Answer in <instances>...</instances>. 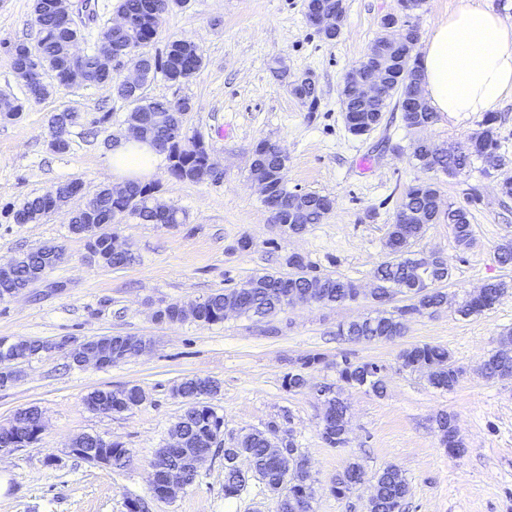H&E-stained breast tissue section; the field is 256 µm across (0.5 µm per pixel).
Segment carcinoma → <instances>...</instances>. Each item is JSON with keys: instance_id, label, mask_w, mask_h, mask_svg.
<instances>
[{"instance_id": "obj_1", "label": "carcinoma", "mask_w": 512, "mask_h": 512, "mask_svg": "<svg viewBox=\"0 0 512 512\" xmlns=\"http://www.w3.org/2000/svg\"><path fill=\"white\" fill-rule=\"evenodd\" d=\"M147 0H119L117 11L126 15L128 26L124 29L105 24L98 32L94 47L87 51L84 61L80 64L81 75L76 78L69 56L72 43L82 37V30L76 26L65 27L62 19L48 8L49 0H32L34 21L38 27L39 37L36 43L15 41L5 46L11 58L13 70L25 66L30 51H35L40 60L41 72H50L52 83L38 77L23 85L22 96L0 98V119L13 120L21 115L26 104L32 100H41L76 84H96L111 88L116 98L124 101L129 107L127 122L143 121L145 138L166 139L172 142V149L177 161L169 163V174L178 181L201 182L205 177L200 172L201 156L196 151L195 138L184 131L185 115L193 111L194 105L189 99L177 101L148 99L145 90L136 92L128 90L119 77L103 75L98 71V55L103 51L111 53H129L135 49L139 53V62L144 70L143 85H148L161 76L171 83L185 82L192 78L203 65L201 47L193 41L179 39L168 43L162 55L151 54L148 47L159 35L164 15L175 7L181 6L183 0L169 4L166 0H155L154 8L146 5ZM391 94L402 96L414 80H420L422 71L417 64V57L410 54L409 46L403 45L390 56ZM405 127L412 132H422L437 120V113L430 107L421 112L403 113ZM77 113L64 109L53 114L50 126L53 132L65 134V140L58 145L50 142L49 147L56 153H64L70 147L72 128L75 126ZM494 117L489 115L485 127L477 137L471 140L466 151L456 154L448 153L443 148L435 153L430 162L423 161V140L418 138L413 143L412 158L425 172L426 177L418 179L405 190L393 224L389 226L386 245L390 251L389 259L381 262L373 270L372 279L377 284L379 300L374 314L360 320L342 324L338 328L340 335L352 342L391 341L402 336L406 329V318L424 313V307L439 309L448 303V293L440 288L432 289L428 294L420 292L416 287V278L420 268L425 264L428 255L409 250L410 242L418 238L424 228L422 224H406L403 222L405 211L418 210L425 213L429 223L439 220L442 205L438 188L437 176L440 174L457 176L471 169L474 160L481 159L493 169L504 164L499 154L498 135ZM266 175L278 190L288 195V176L280 169L279 157L272 154L265 158ZM129 198L134 205L124 211L121 203L112 201L111 188L104 187L91 199L88 210L71 216L69 229L79 227L97 239L99 264L114 268L112 254L107 245L110 232L107 231L114 221L123 213H127L143 224H180L182 217L175 209L164 213L156 211L150 197L144 195L149 189L147 185H127ZM51 191L42 195L29 197L21 203L9 206L5 214L15 224H36L51 213L47 200ZM335 200L327 195L309 192L303 199L299 214L291 217L294 225L307 229L319 224L332 212ZM445 223L451 230L456 242L468 247L472 242V227L468 212L463 208L448 207L445 212ZM42 265L39 250L29 251L19 257L15 269V285L26 283L30 270ZM289 272H264L249 278L234 288L217 290L199 300L198 318L208 324L224 322V304L238 301L242 315L253 318L273 317L286 309L291 298L306 293L314 296L324 307H333L358 297V285L355 281L335 277L331 274H320L312 270V265L304 257L292 254L286 258ZM512 287L506 281H491L484 284L478 294L470 296L458 308L463 316L479 314L491 308L499 298ZM407 297L410 304L395 311L385 309V305L396 295ZM403 364L412 369L428 370L429 383L442 390H451L460 379V370L450 361L448 351L433 344H416L402 353ZM322 362L317 355L302 358L301 366L285 376V385L290 391L301 390L307 386L305 370ZM340 379L352 387H365L375 395L382 397L386 393L385 377L381 367L374 363H353L348 359L339 365ZM484 376L488 379L512 378V351H499L484 363ZM219 383L209 377L193 376L185 378L174 388V395H184L187 399L195 398L197 402L186 404L177 425L183 427L185 435L184 447L176 462L188 466L196 452L211 447L216 436H224V416L200 401L203 396L217 393ZM326 393L325 414L320 431L321 439L331 448H340L347 443L342 432L340 419L347 415L348 405L332 387H324ZM42 413L36 407L18 411L7 430L15 439V447L22 448L37 442L35 433ZM436 422L442 435V443L449 452L465 447L460 437L454 418L448 413L437 416ZM279 439L280 447L285 451L296 448L292 434L282 429L279 423L272 420L266 429L244 433L237 438L236 446L220 450L228 454L241 455L253 462V468L242 471L229 462H224V498L229 499L240 495L248 486L249 481L256 480L279 498V512H305L306 493L311 490V473L298 468L288 473L275 461L269 451L268 437ZM83 448H95L111 459V467L124 468L131 462V452L118 442L107 445L96 441L89 435L81 441ZM363 472L358 462L349 463L336 478L333 492L346 496L354 490L353 477ZM376 486L374 497L369 501L368 512H400V508L409 494V486L400 469L388 465L373 476Z\"/></svg>"}]
</instances>
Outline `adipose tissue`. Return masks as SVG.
<instances>
[{
  "instance_id": "1",
  "label": "adipose tissue",
  "mask_w": 512,
  "mask_h": 512,
  "mask_svg": "<svg viewBox=\"0 0 512 512\" xmlns=\"http://www.w3.org/2000/svg\"><path fill=\"white\" fill-rule=\"evenodd\" d=\"M419 63L434 112L491 111L512 96V25L470 0L432 31ZM111 160L113 174L127 183L152 172L160 157L149 143L124 138Z\"/></svg>"
}]
</instances>
